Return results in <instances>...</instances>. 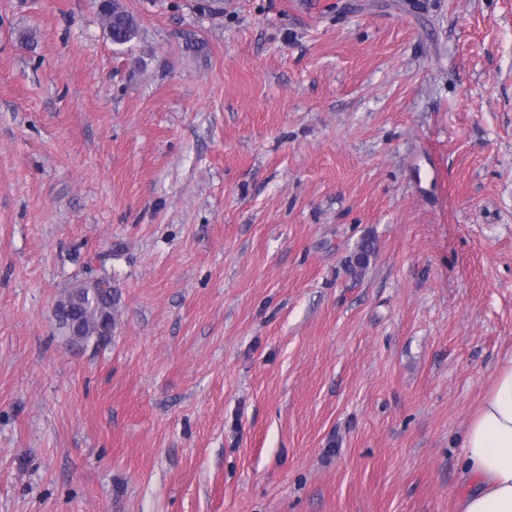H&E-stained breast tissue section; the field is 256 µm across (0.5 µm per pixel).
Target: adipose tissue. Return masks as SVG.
Listing matches in <instances>:
<instances>
[{"mask_svg":"<svg viewBox=\"0 0 512 512\" xmlns=\"http://www.w3.org/2000/svg\"><path fill=\"white\" fill-rule=\"evenodd\" d=\"M463 446L471 485L458 512H512V351L502 357Z\"/></svg>","mask_w":512,"mask_h":512,"instance_id":"adipose-tissue-1","label":"adipose tissue"}]
</instances>
